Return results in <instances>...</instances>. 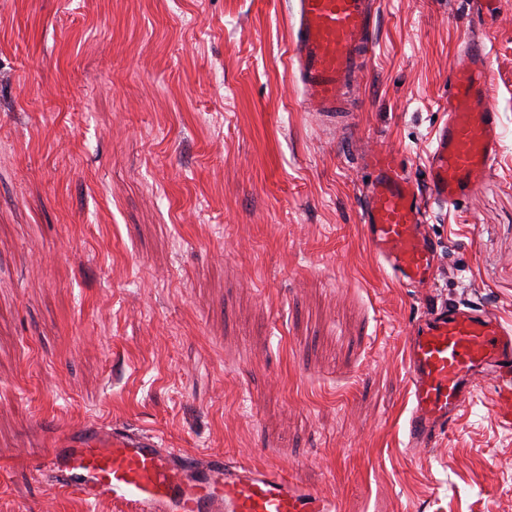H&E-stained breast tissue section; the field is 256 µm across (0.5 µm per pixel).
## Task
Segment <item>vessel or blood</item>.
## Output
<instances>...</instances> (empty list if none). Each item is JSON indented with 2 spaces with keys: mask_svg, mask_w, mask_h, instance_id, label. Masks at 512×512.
<instances>
[{
  "mask_svg": "<svg viewBox=\"0 0 512 512\" xmlns=\"http://www.w3.org/2000/svg\"><path fill=\"white\" fill-rule=\"evenodd\" d=\"M499 0H469L470 25H491ZM377 0H291L289 57L308 111L334 117L361 81L373 48ZM464 65L448 75V114L417 178L397 153L367 150L371 173L361 204L373 256L407 288L428 287L438 245L427 233L432 207L464 201L488 176L500 150V122L489 106L493 77L481 39L464 47ZM413 408L410 447L426 449L444 435L476 387L491 381L496 419L512 430V327L485 307H432L406 342ZM35 479L123 512H336L333 500L281 470L229 462L218 454L170 448L155 433L108 425L78 427L29 464Z\"/></svg>",
  "mask_w": 512,
  "mask_h": 512,
  "instance_id": "vessel-or-blood-1",
  "label": "vessel or blood"
}]
</instances>
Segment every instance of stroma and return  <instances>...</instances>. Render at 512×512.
<instances>
[{
  "instance_id": "35a3bbf8",
  "label": "stroma",
  "mask_w": 512,
  "mask_h": 512,
  "mask_svg": "<svg viewBox=\"0 0 512 512\" xmlns=\"http://www.w3.org/2000/svg\"><path fill=\"white\" fill-rule=\"evenodd\" d=\"M290 0H0V512H115L32 478L112 423L278 467L336 512H512V432L481 384L415 453L405 343L474 301L512 325V0L483 31L502 141L436 209L433 287L365 240L360 150L423 176L459 0H380L351 119L306 111Z\"/></svg>"
}]
</instances>
